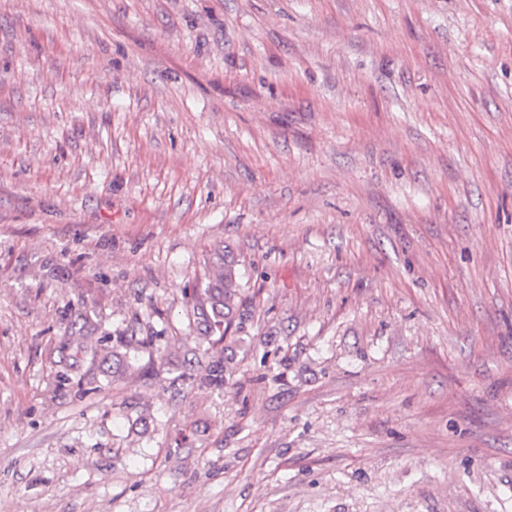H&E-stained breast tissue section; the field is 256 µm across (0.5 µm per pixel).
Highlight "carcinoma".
I'll list each match as a JSON object with an SVG mask.
<instances>
[{
	"instance_id": "cac0c4a2",
	"label": "carcinoma",
	"mask_w": 512,
	"mask_h": 512,
	"mask_svg": "<svg viewBox=\"0 0 512 512\" xmlns=\"http://www.w3.org/2000/svg\"><path fill=\"white\" fill-rule=\"evenodd\" d=\"M205 295L209 309L201 312L204 334L208 335L221 328L227 329L235 318L241 317L239 309L242 301L237 283L236 260L231 251L222 250L215 254ZM229 374V361L220 358L209 365L202 382L222 386Z\"/></svg>"
}]
</instances>
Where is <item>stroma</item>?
Listing matches in <instances>:
<instances>
[{"instance_id":"stroma-1","label":"stroma","mask_w":512,"mask_h":512,"mask_svg":"<svg viewBox=\"0 0 512 512\" xmlns=\"http://www.w3.org/2000/svg\"><path fill=\"white\" fill-rule=\"evenodd\" d=\"M0 512H512V0H0ZM205 295L210 310L202 309L204 335L224 328V333L233 324L242 301L237 283L236 260L230 250H221L215 254L211 264L209 282Z\"/></svg>"}]
</instances>
